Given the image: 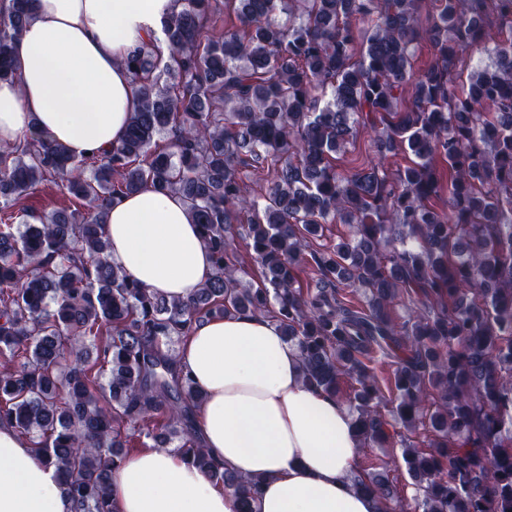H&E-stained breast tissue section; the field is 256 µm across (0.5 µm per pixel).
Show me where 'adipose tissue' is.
<instances>
[{"label":"adipose tissue","mask_w":512,"mask_h":512,"mask_svg":"<svg viewBox=\"0 0 512 512\" xmlns=\"http://www.w3.org/2000/svg\"><path fill=\"white\" fill-rule=\"evenodd\" d=\"M175 0H33L16 37L19 81H0V146L46 132L83 157L124 135L137 101L124 59L160 36ZM108 259L142 287L188 299L212 277L210 251L180 195L152 187L115 202ZM179 364L203 395L196 427L229 471L260 479L253 512H377L352 482L360 458L346 406L302 380L300 354L263 316L194 325ZM117 512H237L235 496L169 448L148 446L113 474ZM0 512H73L54 466L0 423Z\"/></svg>","instance_id":"1"}]
</instances>
